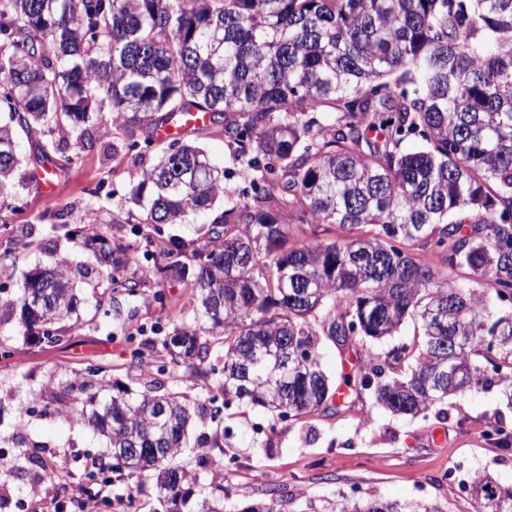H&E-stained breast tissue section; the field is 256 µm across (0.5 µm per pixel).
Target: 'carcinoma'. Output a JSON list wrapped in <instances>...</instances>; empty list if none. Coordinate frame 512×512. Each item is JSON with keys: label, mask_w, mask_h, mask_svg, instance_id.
I'll return each instance as SVG.
<instances>
[{"label": "carcinoma", "mask_w": 512, "mask_h": 512, "mask_svg": "<svg viewBox=\"0 0 512 512\" xmlns=\"http://www.w3.org/2000/svg\"><path fill=\"white\" fill-rule=\"evenodd\" d=\"M139 158L162 138L137 139L174 114L202 120L137 167L128 219L155 249L149 275L130 245L99 233L91 269L109 294L192 290L172 331L141 329L126 376L155 369L135 393L90 368L45 396L47 406L104 437L133 483L122 512L152 495L160 512H444L426 502L307 499L271 492L226 505L208 473L223 457L183 456L191 425L259 406L279 420L340 410L319 346H361L355 390L394 414H427L450 396L497 387L512 405V0H0V207L19 199V132L67 133L83 151L104 110ZM219 127L233 167L191 137ZM247 174L241 188L236 171ZM224 198L202 242L162 238ZM302 239L290 241V225ZM335 224L341 234L319 237ZM29 242L0 226V260ZM463 270L467 280L448 278ZM27 335L59 343L77 314L70 267L27 273L0 295ZM418 333L383 350L405 320ZM483 358L480 363L477 358ZM202 379V398L161 392L162 376ZM63 494L97 496L33 460ZM462 490L474 512H512V487L477 472Z\"/></svg>", "instance_id": "carcinoma-1"}]
</instances>
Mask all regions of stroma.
Listing matches in <instances>:
<instances>
[{
  "mask_svg": "<svg viewBox=\"0 0 512 512\" xmlns=\"http://www.w3.org/2000/svg\"><path fill=\"white\" fill-rule=\"evenodd\" d=\"M95 138L93 148L80 152L73 139L56 131L50 151L56 174L44 183L36 163L44 136L19 135L21 200L0 211V220L31 246L0 263L1 284L14 286L24 273L56 260L74 267L88 262L87 239L78 232L88 222L112 244L142 247L135 225L127 221L133 208L130 172L137 165L150 166L155 155L149 152L134 162L113 153L111 133L100 131ZM100 183L110 198L94 197ZM59 209L67 212L65 223L48 234L38 217ZM74 284L80 322L61 344L34 342L15 321L0 330L13 351L10 359H0V512H41L38 494L49 483L32 458L79 478L88 459L106 455L105 439L90 429L38 410L19 417V403L91 364L110 366L112 378L125 379L122 366L132 349L128 335L145 324H169L165 311L139 297L121 296L108 312L96 311L92 282L78 276ZM495 421L512 432V409L494 387L449 397L424 419L392 414L368 393L351 396L340 413H312L286 422L262 409L235 405L224 412L225 425L235 431L224 457L236 464L224 474V493L233 503L262 500L275 489L295 499L375 496L430 501L444 512H473L470 496H449L442 478L451 469L463 480L485 470L512 486V447H501L486 433Z\"/></svg>",
  "mask_w": 512,
  "mask_h": 512,
  "instance_id": "1",
  "label": "stroma"
}]
</instances>
